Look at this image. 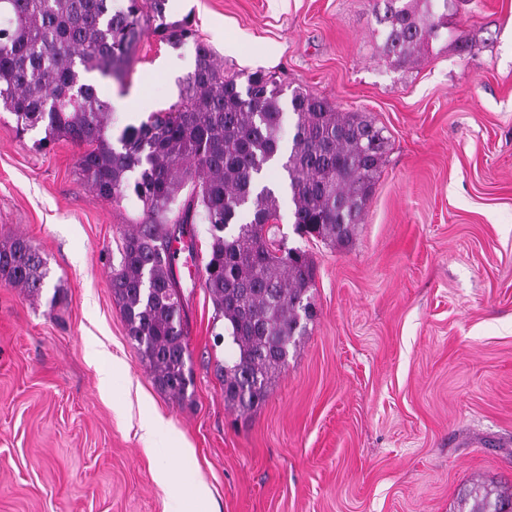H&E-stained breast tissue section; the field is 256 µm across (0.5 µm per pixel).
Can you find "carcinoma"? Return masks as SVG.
Masks as SVG:
<instances>
[{
	"mask_svg": "<svg viewBox=\"0 0 512 512\" xmlns=\"http://www.w3.org/2000/svg\"><path fill=\"white\" fill-rule=\"evenodd\" d=\"M153 33L176 46L189 29L167 21V0H150ZM448 0H384L383 48L395 63L411 62L445 28ZM139 0H0V108L18 134L43 128L38 146L65 139L83 149L81 175L114 203L134 197L143 216L124 232L112 266V295L128 336L154 383L182 400L193 375L183 292L169 268L174 241L206 224L210 250L205 288L214 321L223 322L236 357L216 364L225 399L242 410L265 400L285 365L288 346L314 309L313 260L276 239L278 197L263 183L280 153L285 89L262 71L224 75L211 50L196 47L194 69L177 102L126 127L115 148L107 135L110 105L82 73L123 78L145 32ZM295 118L282 158L302 238L348 244L362 223L386 150L384 128L358 112H339L294 89ZM44 262L18 235L0 241V279L37 297ZM468 512H512V494L493 484L473 487Z\"/></svg>",
	"mask_w": 512,
	"mask_h": 512,
	"instance_id": "carcinoma-1",
	"label": "carcinoma"
}]
</instances>
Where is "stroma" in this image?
<instances>
[{"label":"stroma","instance_id":"stroma-1","mask_svg":"<svg viewBox=\"0 0 512 512\" xmlns=\"http://www.w3.org/2000/svg\"><path fill=\"white\" fill-rule=\"evenodd\" d=\"M377 9L168 0L193 38L144 34L124 82L84 76L113 139L177 101L200 44L225 74L271 73L385 129L351 245L301 239L279 198L280 236L315 264L316 316L249 412L224 401L215 365L235 347L214 346L212 303L187 278L195 391L154 385L110 287L140 202L96 198L77 147L40 149L42 130L17 135L0 112V239L23 235L48 270L37 298L0 283V512H456L463 486L512 491V0H450L447 35L401 67ZM91 346L116 361L108 387ZM148 417L169 431L143 438Z\"/></svg>","mask_w":512,"mask_h":512}]
</instances>
